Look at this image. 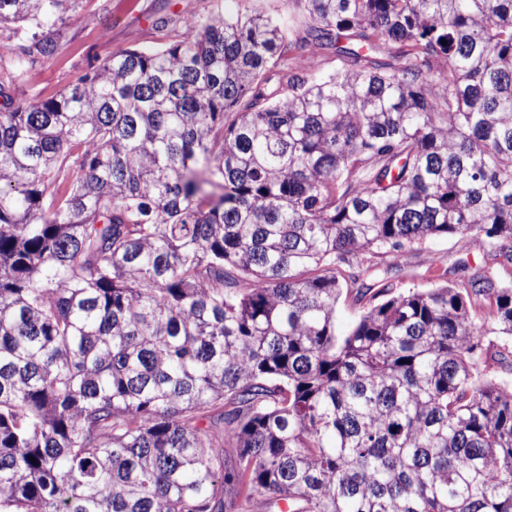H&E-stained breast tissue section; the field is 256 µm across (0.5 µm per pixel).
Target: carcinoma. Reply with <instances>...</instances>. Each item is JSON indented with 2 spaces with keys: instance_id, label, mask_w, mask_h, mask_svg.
Listing matches in <instances>:
<instances>
[{
  "instance_id": "cac0c4a2",
  "label": "carcinoma",
  "mask_w": 512,
  "mask_h": 512,
  "mask_svg": "<svg viewBox=\"0 0 512 512\" xmlns=\"http://www.w3.org/2000/svg\"><path fill=\"white\" fill-rule=\"evenodd\" d=\"M82 2L0 0V512H512V0L172 16L19 96ZM448 237L501 271L387 277Z\"/></svg>"
}]
</instances>
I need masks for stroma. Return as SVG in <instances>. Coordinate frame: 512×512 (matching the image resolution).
Returning a JSON list of instances; mask_svg holds the SVG:
<instances>
[{"mask_svg": "<svg viewBox=\"0 0 512 512\" xmlns=\"http://www.w3.org/2000/svg\"><path fill=\"white\" fill-rule=\"evenodd\" d=\"M250 4L251 0H86L77 14L66 16L60 24L55 59L35 63L21 93L35 100L54 97L112 54L134 45H157L162 34L154 21L159 17L182 11L206 16ZM491 263V257L477 249L462 248L456 239H435L421 250L406 254L400 287L405 290L442 283L456 285Z\"/></svg>", "mask_w": 512, "mask_h": 512, "instance_id": "35a3bbf8", "label": "stroma"}]
</instances>
